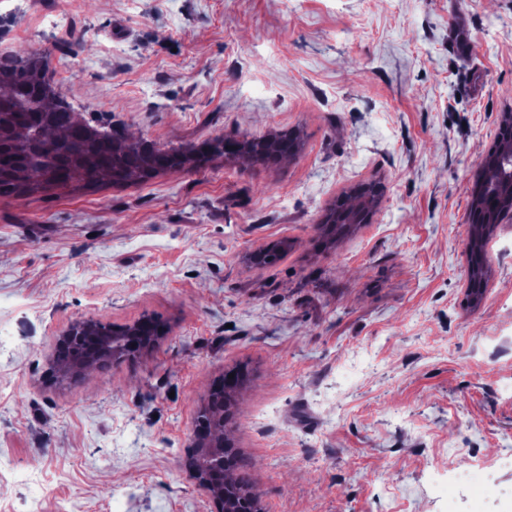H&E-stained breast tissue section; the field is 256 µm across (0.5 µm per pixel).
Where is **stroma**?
I'll return each instance as SVG.
<instances>
[{
  "label": "stroma",
  "mask_w": 512,
  "mask_h": 512,
  "mask_svg": "<svg viewBox=\"0 0 512 512\" xmlns=\"http://www.w3.org/2000/svg\"><path fill=\"white\" fill-rule=\"evenodd\" d=\"M0 50L47 55L83 119L137 143L301 139L273 167L217 155L0 199V512H216L185 460L239 364L232 435L264 512H500L512 223L475 308L465 249L512 112V0H0ZM366 181L373 220L327 242V208ZM146 315L170 331L136 358L46 378L73 321ZM477 460L484 490L449 491Z\"/></svg>",
  "instance_id": "obj_1"
}]
</instances>
